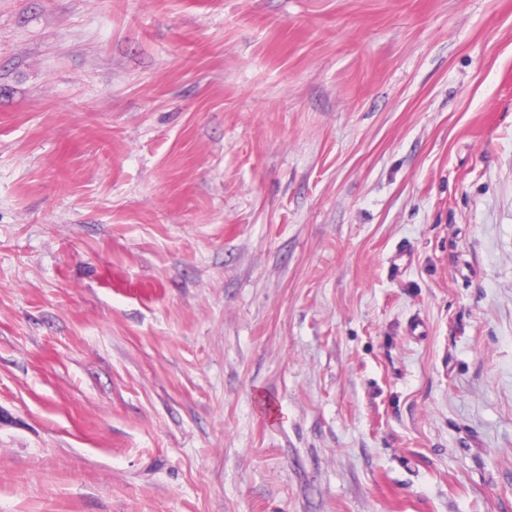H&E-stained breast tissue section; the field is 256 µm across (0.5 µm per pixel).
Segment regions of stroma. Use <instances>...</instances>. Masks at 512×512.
<instances>
[{
    "mask_svg": "<svg viewBox=\"0 0 512 512\" xmlns=\"http://www.w3.org/2000/svg\"><path fill=\"white\" fill-rule=\"evenodd\" d=\"M0 512H512V0H0Z\"/></svg>",
    "mask_w": 512,
    "mask_h": 512,
    "instance_id": "stroma-1",
    "label": "stroma"
}]
</instances>
